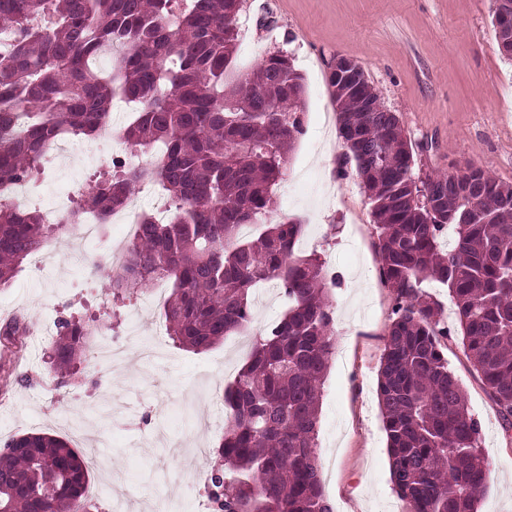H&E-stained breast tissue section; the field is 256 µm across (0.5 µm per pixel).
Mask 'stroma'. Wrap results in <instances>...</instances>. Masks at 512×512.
I'll return each instance as SVG.
<instances>
[{
  "label": "stroma",
  "instance_id": "1",
  "mask_svg": "<svg viewBox=\"0 0 512 512\" xmlns=\"http://www.w3.org/2000/svg\"><path fill=\"white\" fill-rule=\"evenodd\" d=\"M492 14L493 0H243L235 67L246 71L284 51L306 85L304 133L274 188V215L299 219L297 254H317L341 278L332 291L334 348L317 439L323 489L335 512H402L404 504L392 489L376 393L393 294L380 274L371 206L354 165L343 162L330 67L339 55L354 59L398 114L415 150L416 180L477 166L512 183V61L499 52ZM82 234L75 229L39 251L48 274L24 261L0 288V322L20 312L36 326L78 312L111 321L110 289L71 258ZM286 308L279 288H256L245 335L259 336ZM119 319L108 339L122 340L134 327L159 356L148 365L131 357L109 370L83 361L80 383L65 389L56 388L44 361L49 342L28 336L19 380L0 399V447L22 434L49 433L87 456L89 443L76 435L94 432L105 441L106 466L90 473L92 500L105 510L129 495L130 512H153L152 471L175 482L192 468H210L227 422L219 398L247 355L229 338L202 353L177 348L162 304L144 295L122 307ZM445 355L480 424L489 477L479 512H512V431L460 336L449 339Z\"/></svg>",
  "mask_w": 512,
  "mask_h": 512
}]
</instances>
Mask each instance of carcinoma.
<instances>
[{
  "label": "carcinoma",
  "instance_id": "1",
  "mask_svg": "<svg viewBox=\"0 0 512 512\" xmlns=\"http://www.w3.org/2000/svg\"><path fill=\"white\" fill-rule=\"evenodd\" d=\"M240 10L241 0H153L149 11L142 0H0V186L31 181L65 133L109 130L134 154L162 148L150 168L112 160L58 224L0 200V286L86 214L106 224L137 187L158 185L168 220L139 216L124 261L112 266L115 306L168 278L167 334L203 351L250 322L257 284L275 283L288 301L224 390L228 420L205 484L213 512H333L317 434L338 282L319 256L295 255L302 224L268 223L272 187L304 132L305 87L283 53L234 69ZM113 47L111 74L98 73ZM328 84L394 295L377 379L394 490L408 512H476L487 481L479 424L442 351L453 329L422 283L448 288L465 355L512 428V184L479 167L438 174L436 185L469 193L451 190L427 207L415 198L414 149L399 116L365 111L363 86L332 73ZM117 97L134 105L120 128L111 124ZM259 222L257 237L239 239L242 225ZM28 332L22 316L0 326L5 387ZM90 334L80 317L57 322L47 355L57 388L79 372ZM88 473L66 440L16 436L0 449V512H100L85 497Z\"/></svg>",
  "mask_w": 512,
  "mask_h": 512
}]
</instances>
